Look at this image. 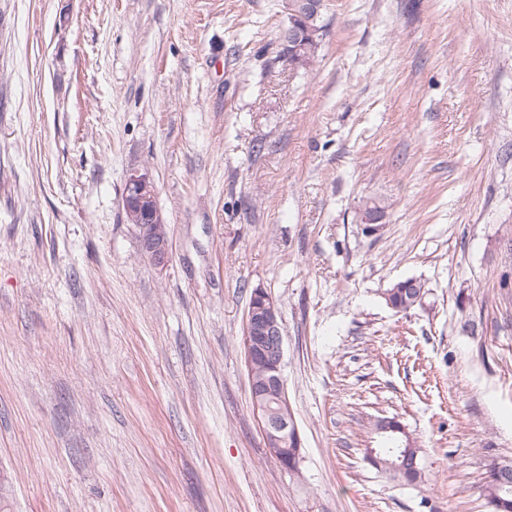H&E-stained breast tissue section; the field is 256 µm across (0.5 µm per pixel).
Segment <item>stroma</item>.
I'll list each match as a JSON object with an SVG mask.
<instances>
[{
	"label": "stroma",
	"instance_id": "obj_1",
	"mask_svg": "<svg viewBox=\"0 0 512 512\" xmlns=\"http://www.w3.org/2000/svg\"><path fill=\"white\" fill-rule=\"evenodd\" d=\"M325 5L304 73L285 0H0V512H488L512 461V0ZM143 168L162 268L124 220ZM258 287L293 471L251 404ZM383 417L423 481L367 461ZM410 288H422L423 294L426 293L424 284L417 279H406L392 285L386 291V302L391 304L392 308L398 312L406 311L413 307V301L409 294ZM249 305L244 351L253 413L262 425L266 448L280 465L288 468V456L299 455L301 438L283 376L285 336L281 313L276 301L263 288H255L254 294L252 291ZM270 398L279 404L274 413ZM288 443L296 444L297 448H288Z\"/></svg>",
	"mask_w": 512,
	"mask_h": 512
}]
</instances>
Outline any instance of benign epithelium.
Instances as JSON below:
<instances>
[{
	"mask_svg": "<svg viewBox=\"0 0 512 512\" xmlns=\"http://www.w3.org/2000/svg\"><path fill=\"white\" fill-rule=\"evenodd\" d=\"M123 207L141 252L157 267L168 265L167 220L148 172L134 169L127 173ZM244 351L253 413L262 425L266 447L286 467L288 457L299 455L301 438L295 419L289 416L292 409L283 376L285 336L281 313L263 288L255 289L253 304L248 306Z\"/></svg>",
	"mask_w": 512,
	"mask_h": 512,
	"instance_id": "benign-epithelium-1",
	"label": "benign epithelium"
}]
</instances>
